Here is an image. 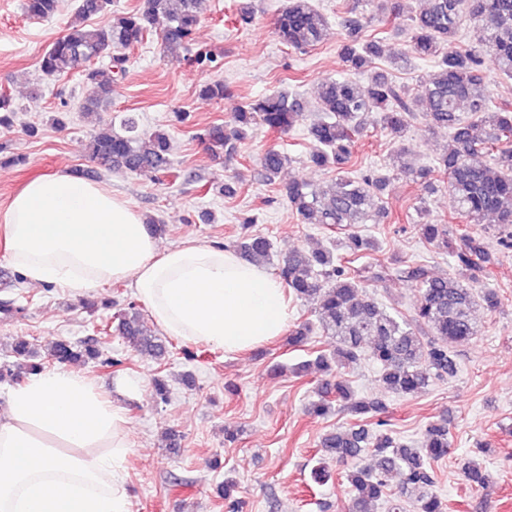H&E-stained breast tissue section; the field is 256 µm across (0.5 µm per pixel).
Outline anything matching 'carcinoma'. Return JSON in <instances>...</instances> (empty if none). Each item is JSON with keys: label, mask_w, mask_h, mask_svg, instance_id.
Instances as JSON below:
<instances>
[{"label": "carcinoma", "mask_w": 512, "mask_h": 512, "mask_svg": "<svg viewBox=\"0 0 512 512\" xmlns=\"http://www.w3.org/2000/svg\"><path fill=\"white\" fill-rule=\"evenodd\" d=\"M112 0H79L75 17L66 33L43 53L40 68L48 76L78 74L90 87L92 96L81 111L96 114L112 97L119 79L126 74L129 58L125 51L161 31V44L170 51L185 49L200 23V0H144L143 7L115 13L104 26L89 21L105 12ZM61 0H25L26 15L47 20L60 10ZM378 10L389 19L403 14L401 0H380ZM479 31V45L461 49L459 41L466 26ZM344 40L340 56L348 76L323 81L318 89L319 118L308 126L310 151L307 160L318 168L334 167L343 176L325 188L293 180L283 185L285 199L305 224L352 229L345 242L346 255L314 248L295 250L281 259L278 276L290 292L317 302L319 325L336 338V352L320 353L302 365L324 374L318 399L310 414L321 417L339 406L361 419L383 409L379 401L356 397L338 369L354 364L369 349V357L380 368L386 390L398 396H414L433 382L455 376L456 359L448 346L464 344L477 334L473 314L482 306L495 311L498 294L476 291V272L486 270L490 256L482 238L452 224L425 221L418 224L422 239L447 250L455 257L456 272L436 274L428 265L395 259L392 272L415 284L417 293L410 311H388L366 291L364 282L381 281L384 266L353 269L350 264L376 250L371 238L354 230L358 224L377 221L385 215L381 195L389 178L383 175L350 177L344 169L369 118L374 117L397 133L417 117L430 129L448 130V144L437 167L448 179V193L458 214L468 224H481L491 217L503 228L512 227V106L498 102L488 91L483 71L489 57L500 79L512 81V0H425L409 16L410 53L434 62V69L422 82L421 95L397 84L377 61L382 59L383 39L363 36L364 22L355 9L341 17ZM280 39L296 50L320 44L328 32L326 17L312 0H288L277 18ZM369 74L364 83L356 79ZM200 95L220 101L228 88L220 79L205 83ZM304 117L297 100L286 92L252 98L237 107L231 123L213 124L201 134L210 159L218 164L235 153L237 144L260 125L272 134H285ZM14 126L11 97L0 94V128ZM168 135L157 131L136 134L135 121H121V130L108 125L96 131L88 143L91 159L108 170L126 171L153 179L168 169ZM482 154L490 162H481ZM287 155L269 147L261 160L264 179L275 181ZM273 244L260 233L239 238L236 251L260 266L270 261ZM116 331L130 347L163 360L169 345L148 328L135 303L130 302L115 317ZM17 366L37 371L42 364L29 342L12 348ZM59 364L81 359L101 361L98 340H60L51 350ZM450 430L445 423L430 425L421 447L414 448L391 433H371L362 425L338 428L320 440L319 465L312 469L314 482L329 480V463L349 462L346 478L351 489L349 512H374L388 503L391 478H399V496L413 512H444L443 501L433 490L431 462L448 455ZM373 463L362 464L364 455Z\"/></svg>", "instance_id": "1"}]
</instances>
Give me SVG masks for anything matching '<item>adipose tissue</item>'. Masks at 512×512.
Listing matches in <instances>:
<instances>
[{"mask_svg":"<svg viewBox=\"0 0 512 512\" xmlns=\"http://www.w3.org/2000/svg\"><path fill=\"white\" fill-rule=\"evenodd\" d=\"M26 286L86 295L124 282L166 335L240 353L283 333L282 282L218 243L161 248L125 197L73 172L26 181L0 207ZM127 414L86 374L31 372L0 409V512H129Z\"/></svg>","mask_w":512,"mask_h":512,"instance_id":"adipose-tissue-1","label":"adipose tissue"}]
</instances>
